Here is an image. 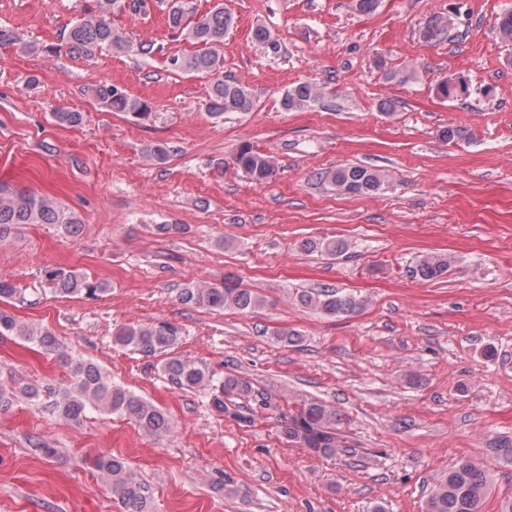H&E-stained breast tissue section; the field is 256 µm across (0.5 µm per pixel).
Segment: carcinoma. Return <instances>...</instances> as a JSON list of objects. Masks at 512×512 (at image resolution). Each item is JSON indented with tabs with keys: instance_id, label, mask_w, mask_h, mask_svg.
<instances>
[{
	"instance_id": "carcinoma-1",
	"label": "carcinoma",
	"mask_w": 512,
	"mask_h": 512,
	"mask_svg": "<svg viewBox=\"0 0 512 512\" xmlns=\"http://www.w3.org/2000/svg\"><path fill=\"white\" fill-rule=\"evenodd\" d=\"M123 9V0H94L92 8L69 27L64 44L52 49V52L64 50L70 54L90 55L106 46L117 53H153L154 45L141 43L136 46L112 27V14ZM234 22V14L224 7L222 0L198 17L187 10L184 0H170L168 27L196 45L197 50L190 55H173L169 58V64L179 71L215 76L207 103V109L214 117H221L226 112H250L254 107L248 87L237 80L218 75L224 64L217 46L224 43V36L233 28ZM454 26V15L439 14L427 21L421 30V37L427 42H437L446 37ZM495 28L503 42L512 44L511 9L498 14ZM254 40L267 54L277 55L281 51L279 40L264 26L256 27ZM3 43L16 45L25 54L47 51L45 47L24 41L9 29L0 28V44ZM436 92L448 100H454L467 93L468 87L464 85L457 88L454 78L450 77L437 84ZM95 95L113 112L135 118L150 115L147 103L111 85L97 87ZM324 97L323 87L310 82L299 83L287 91L283 107L288 111L305 110ZM232 160L255 184L267 182L276 173L271 158L248 143L237 147ZM321 177L339 188L361 195L375 194L385 184V175L381 172L356 165L336 167L322 173ZM23 224H54L69 234L78 224V219L74 213L55 205L46 197L0 185V242L6 241L11 231ZM347 247L345 240L336 238L310 240L303 244V249L308 252L330 256L344 253ZM450 265L451 260L445 255L427 254L419 259L416 274L427 281L437 280L445 277ZM52 277L55 291L63 296L81 293L94 296L102 291L100 284L72 270L57 269ZM180 298L198 307L231 309L241 313H250L265 305L261 296L230 283L221 286H189L182 290ZM299 302L308 309L336 317L356 315L366 305L365 299L335 289L304 291L299 295ZM0 336H16L47 349L55 345L51 332L33 331L3 309H0ZM179 337L178 328L168 323L129 325L117 331L115 342L152 356L172 348ZM71 372L73 386L53 392L50 407L57 416L79 421L86 416L88 410L96 409L111 415L130 417L151 435H161L168 431L169 420L161 409L128 388L105 380L95 364L78 361L71 366ZM163 372L173 383L186 390H195L210 382L206 369L178 357L166 360ZM250 393V385L228 376L224 378L219 393L214 395L213 406L238 424L249 426L254 423L253 414L239 409L230 410L224 396L245 398ZM337 421V412L330 405L322 401L304 400L296 404L288 414L285 435L289 441L307 448L315 455L332 457L341 447L336 432ZM491 451L500 463L512 465V437L499 438L492 445ZM94 465L110 480L112 495L121 501L125 512H147L145 486L135 477L123 458L101 455L95 459ZM491 485V474L478 461L461 459L432 485L426 500V512H483Z\"/></svg>"
}]
</instances>
